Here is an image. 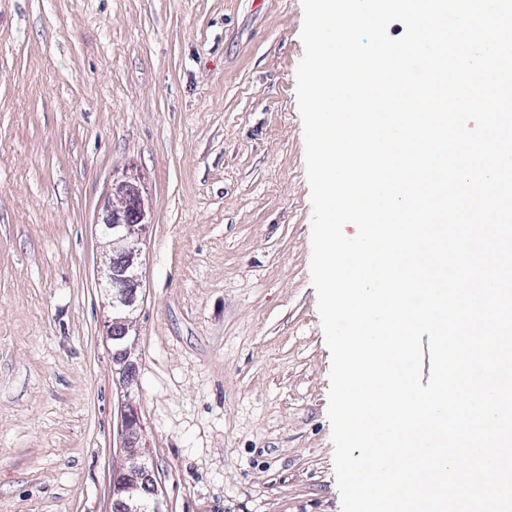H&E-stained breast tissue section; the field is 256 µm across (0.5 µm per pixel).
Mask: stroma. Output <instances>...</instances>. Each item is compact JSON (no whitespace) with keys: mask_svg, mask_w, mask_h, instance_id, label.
I'll use <instances>...</instances> for the list:
<instances>
[{"mask_svg":"<svg viewBox=\"0 0 512 512\" xmlns=\"http://www.w3.org/2000/svg\"><path fill=\"white\" fill-rule=\"evenodd\" d=\"M302 25L301 0H0V512H112L128 403L166 512H342ZM123 180L129 388L96 223ZM116 199V201H115ZM147 219V210L139 188L124 182L112 187V199H108L98 226L111 256L105 264L103 285L112 322L108 338L112 341L113 365L121 366L123 381L131 384L133 368L130 356L129 332L133 329L135 313L142 301V260L140 241Z\"/></svg>","mask_w":512,"mask_h":512,"instance_id":"35a3bbf8","label":"stroma"}]
</instances>
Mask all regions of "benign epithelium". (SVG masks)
I'll use <instances>...</instances> for the list:
<instances>
[{
  "mask_svg": "<svg viewBox=\"0 0 512 512\" xmlns=\"http://www.w3.org/2000/svg\"><path fill=\"white\" fill-rule=\"evenodd\" d=\"M147 210L139 188L124 182L112 188L98 226L111 256L105 264L103 289L112 309L108 338L112 341V362L120 366L123 381H133L129 332L142 301V260L140 241ZM121 435L127 453L126 465L112 481L113 512H164L152 477L148 449L142 439L138 416L128 405L121 416Z\"/></svg>",
  "mask_w": 512,
  "mask_h": 512,
  "instance_id": "obj_1",
  "label": "benign epithelium"
}]
</instances>
